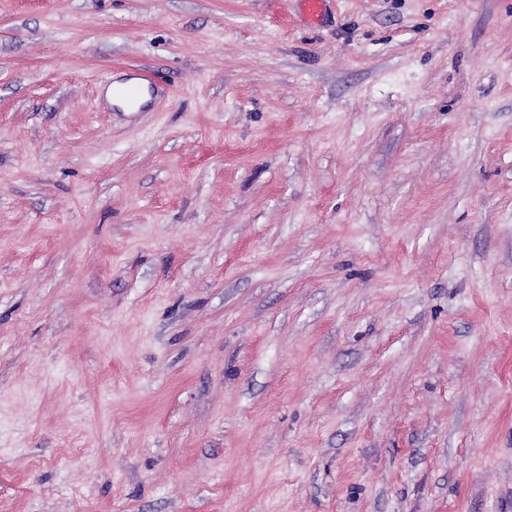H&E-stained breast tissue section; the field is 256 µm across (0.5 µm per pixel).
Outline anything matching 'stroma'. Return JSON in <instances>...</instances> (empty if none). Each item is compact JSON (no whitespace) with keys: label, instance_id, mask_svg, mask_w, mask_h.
I'll return each instance as SVG.
<instances>
[{"label":"stroma","instance_id":"obj_1","mask_svg":"<svg viewBox=\"0 0 512 512\" xmlns=\"http://www.w3.org/2000/svg\"><path fill=\"white\" fill-rule=\"evenodd\" d=\"M0 512H512V0H0Z\"/></svg>","mask_w":512,"mask_h":512}]
</instances>
